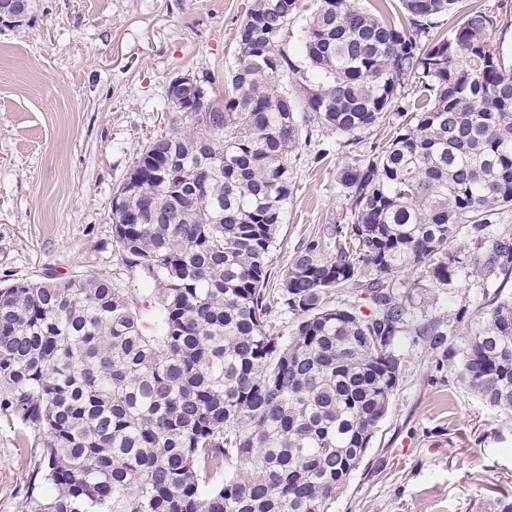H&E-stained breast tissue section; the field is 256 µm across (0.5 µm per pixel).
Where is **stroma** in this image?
Listing matches in <instances>:
<instances>
[{
    "mask_svg": "<svg viewBox=\"0 0 512 512\" xmlns=\"http://www.w3.org/2000/svg\"><path fill=\"white\" fill-rule=\"evenodd\" d=\"M251 0H32L22 27L0 24V285L100 276L136 289L144 335L157 333L152 292L112 243V199L151 137L177 114L169 82L208 75L226 87ZM385 120L350 138L307 124L288 158L293 190L268 255L276 288L311 241L326 253L333 224L349 221L338 167L386 144ZM423 318L489 308L482 289L512 293V279L485 285L462 275L453 294L429 297L396 274ZM465 327L433 345L403 336L401 375L388 413L331 512H476L512 489V416L489 409L455 374ZM38 439L20 440L0 420V512H25Z\"/></svg>",
    "mask_w": 512,
    "mask_h": 512,
    "instance_id": "obj_1",
    "label": "stroma"
}]
</instances>
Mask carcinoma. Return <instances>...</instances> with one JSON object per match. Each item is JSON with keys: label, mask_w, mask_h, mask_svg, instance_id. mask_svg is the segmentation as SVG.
Instances as JSON below:
<instances>
[{"label": "carcinoma", "mask_w": 512, "mask_h": 512, "mask_svg": "<svg viewBox=\"0 0 512 512\" xmlns=\"http://www.w3.org/2000/svg\"><path fill=\"white\" fill-rule=\"evenodd\" d=\"M300 2L253 0L231 93L181 112L186 129L147 141L116 191L112 241L152 286L158 335L110 279L0 288V417L40 445L27 512H330L399 385L401 338L446 335L413 319L393 274L440 292L471 264L512 273V237L488 233L512 207V61L490 49L494 17L476 4L444 32L459 0H400L406 28L319 0L301 69L283 48ZM393 110L388 143L339 169L352 220L331 229L336 253H296L278 299L300 320L274 335L268 254L302 123L354 137ZM462 233L482 255L448 251ZM351 281L368 312L324 303ZM457 356L466 388L512 412V295ZM481 512H512V493Z\"/></svg>", "instance_id": "1"}]
</instances>
